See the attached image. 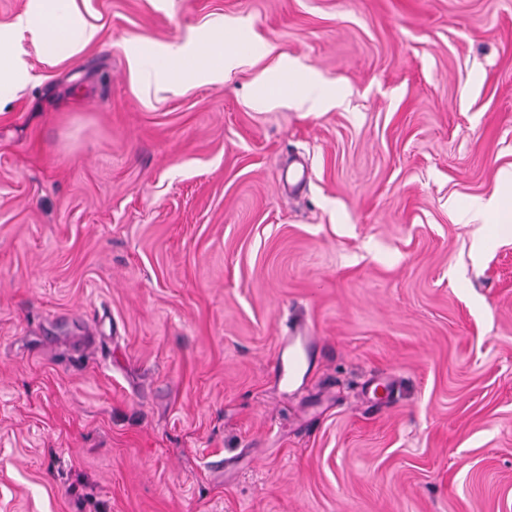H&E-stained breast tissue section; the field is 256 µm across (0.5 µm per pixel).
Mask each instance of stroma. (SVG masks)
I'll use <instances>...</instances> for the list:
<instances>
[{
	"mask_svg": "<svg viewBox=\"0 0 512 512\" xmlns=\"http://www.w3.org/2000/svg\"><path fill=\"white\" fill-rule=\"evenodd\" d=\"M83 12L0 104V512H512V232L459 218L507 191L512 0ZM217 23L223 81L132 73ZM296 97L303 105L318 108L325 105L333 96L317 78L311 77L301 82ZM318 343L319 336H315L307 325L292 328L287 336H283L273 374L286 392L296 389L301 375L304 379L310 353Z\"/></svg>",
	"mask_w": 512,
	"mask_h": 512,
	"instance_id": "35a3bbf8",
	"label": "stroma"
}]
</instances>
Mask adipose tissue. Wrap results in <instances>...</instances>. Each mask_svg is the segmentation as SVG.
Wrapping results in <instances>:
<instances>
[{
  "mask_svg": "<svg viewBox=\"0 0 512 512\" xmlns=\"http://www.w3.org/2000/svg\"><path fill=\"white\" fill-rule=\"evenodd\" d=\"M25 36L41 57L60 63L95 44L99 30L83 16L81 0H29L12 24L0 26V98L32 78L25 58L12 50L14 41ZM235 55L224 41L223 26L217 25L186 42L131 47L128 61L136 76L171 86L182 80H223Z\"/></svg>",
  "mask_w": 512,
  "mask_h": 512,
  "instance_id": "adipose-tissue-1",
  "label": "adipose tissue"
}]
</instances>
